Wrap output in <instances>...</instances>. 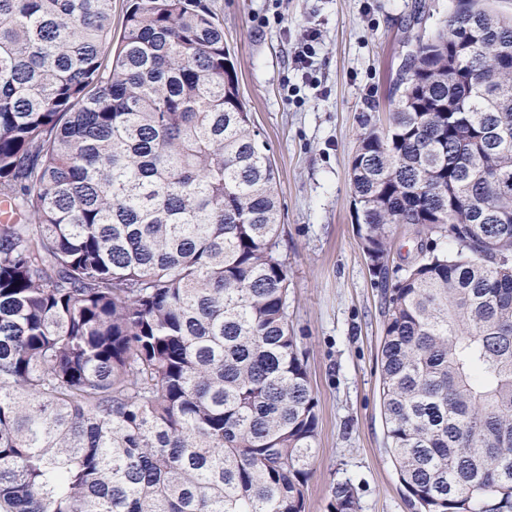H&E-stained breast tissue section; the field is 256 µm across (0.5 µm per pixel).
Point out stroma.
I'll use <instances>...</instances> for the list:
<instances>
[{"instance_id": "35a3bbf8", "label": "stroma", "mask_w": 512, "mask_h": 512, "mask_svg": "<svg viewBox=\"0 0 512 512\" xmlns=\"http://www.w3.org/2000/svg\"><path fill=\"white\" fill-rule=\"evenodd\" d=\"M242 100L278 169V253L290 279L288 322L305 356L319 435L305 512H328L339 481L360 512H413L387 452L380 406L384 291L354 222L350 160L365 116L387 118L394 81L416 38L454 0H208ZM317 30L311 78L294 61ZM413 224L394 226L389 282L419 262L427 244Z\"/></svg>"}]
</instances>
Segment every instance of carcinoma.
<instances>
[{"mask_svg":"<svg viewBox=\"0 0 512 512\" xmlns=\"http://www.w3.org/2000/svg\"><path fill=\"white\" fill-rule=\"evenodd\" d=\"M0 0V512H304L319 418L270 148L206 0ZM456 0L350 163L415 512H512V16ZM330 512H360L350 483ZM437 244L439 249H450L448 240L434 234L430 239L418 234V227L414 224H396L391 236L390 250L386 265L388 267L387 286L394 284L403 269L419 262L427 253L425 246L432 247Z\"/></svg>","mask_w":512,"mask_h":512,"instance_id":"cac0c4a2","label":"carcinoma"}]
</instances>
